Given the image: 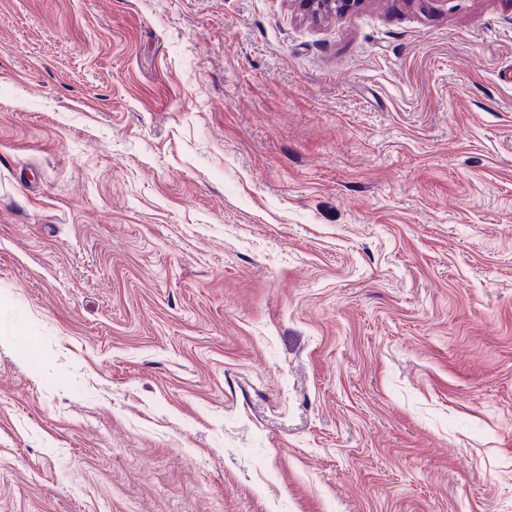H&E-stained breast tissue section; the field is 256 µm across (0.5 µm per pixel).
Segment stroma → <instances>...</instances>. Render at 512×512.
Masks as SVG:
<instances>
[{"label": "stroma", "mask_w": 512, "mask_h": 512, "mask_svg": "<svg viewBox=\"0 0 512 512\" xmlns=\"http://www.w3.org/2000/svg\"><path fill=\"white\" fill-rule=\"evenodd\" d=\"M0 512H512V0H0Z\"/></svg>", "instance_id": "obj_1"}]
</instances>
